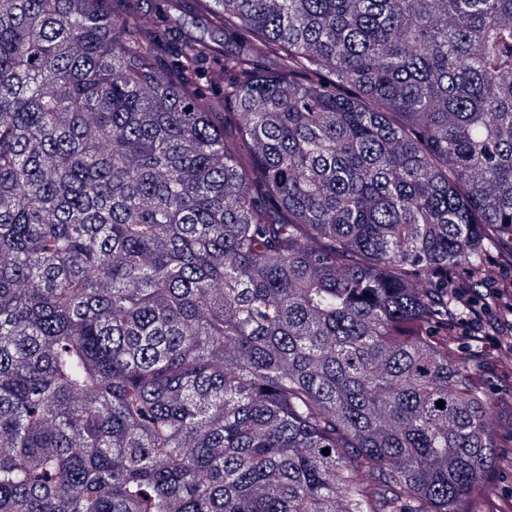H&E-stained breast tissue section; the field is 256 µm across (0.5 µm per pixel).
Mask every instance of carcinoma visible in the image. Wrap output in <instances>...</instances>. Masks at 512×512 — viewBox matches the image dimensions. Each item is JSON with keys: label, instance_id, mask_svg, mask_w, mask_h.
Listing matches in <instances>:
<instances>
[{"label": "carcinoma", "instance_id": "carcinoma-1", "mask_svg": "<svg viewBox=\"0 0 512 512\" xmlns=\"http://www.w3.org/2000/svg\"><path fill=\"white\" fill-rule=\"evenodd\" d=\"M114 2L0 0V512H473L512 0ZM173 14V27L167 35L170 51L178 47L184 31L193 32L205 37H212L220 41V43H223L224 46V33L214 32L208 27L206 19L197 12L194 0H180L178 2V8Z\"/></svg>", "mask_w": 512, "mask_h": 512}]
</instances>
